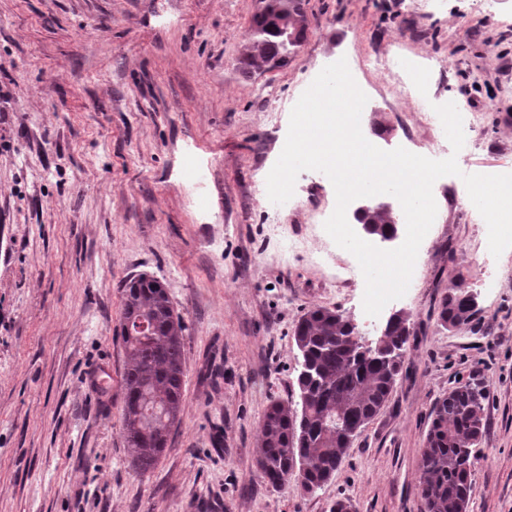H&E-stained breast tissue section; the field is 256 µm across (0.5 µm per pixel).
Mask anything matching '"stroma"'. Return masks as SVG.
<instances>
[{"label":"stroma","mask_w":512,"mask_h":512,"mask_svg":"<svg viewBox=\"0 0 512 512\" xmlns=\"http://www.w3.org/2000/svg\"><path fill=\"white\" fill-rule=\"evenodd\" d=\"M254 0H0V512H424L421 449L435 402L471 378L486 432L470 512H512V248L473 288L486 227L466 213L462 174L512 162V0H307V39L283 67L236 70ZM436 104L479 113V148L433 186L438 218L413 284L391 302L411 335L382 412L320 489L269 486L255 466L265 410L296 398V321L339 310L368 338L355 257L316 261L336 205L319 171L298 207L267 200L266 178L314 73L346 59L365 88L364 134L428 155L443 128L393 99L373 53ZM309 237L308 251L290 250ZM148 274L184 322V414L150 471L121 437L122 282ZM477 311L446 328L449 288Z\"/></svg>","instance_id":"stroma-1"}]
</instances>
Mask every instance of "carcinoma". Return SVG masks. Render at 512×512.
<instances>
[{
    "mask_svg": "<svg viewBox=\"0 0 512 512\" xmlns=\"http://www.w3.org/2000/svg\"><path fill=\"white\" fill-rule=\"evenodd\" d=\"M305 5L306 0H269L266 15L251 17L246 57L238 66L242 77L287 51L278 36L282 10L299 12ZM367 220L378 235L398 223L396 215L385 212ZM474 311L468 292L453 287L440 301L438 321L459 326ZM409 336V318H400L365 349L337 310L317 307L297 320L299 401L272 404L259 425L255 463L268 485L277 488L293 479L311 492L332 478L357 433L388 402ZM121 337L126 353L122 436L132 465L146 473L180 422L185 377L182 318L157 279L138 275L124 281ZM485 400L484 389L473 385L455 387L436 402L418 468L425 512H469L474 448L485 435Z\"/></svg>",
    "mask_w": 512,
    "mask_h": 512,
    "instance_id": "1",
    "label": "carcinoma"
}]
</instances>
